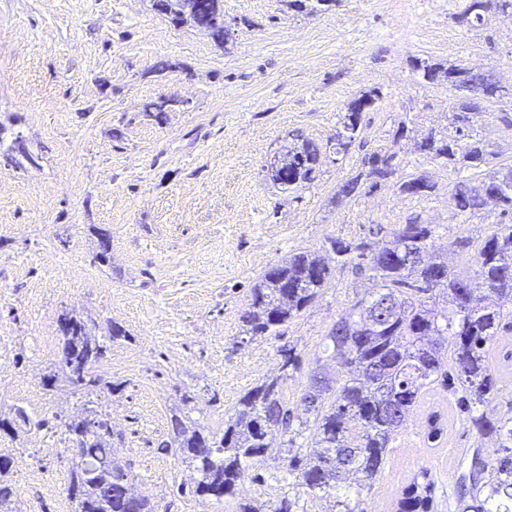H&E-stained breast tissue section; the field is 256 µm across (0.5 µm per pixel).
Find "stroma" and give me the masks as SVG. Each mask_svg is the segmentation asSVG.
Masks as SVG:
<instances>
[{"label": "stroma", "instance_id": "stroma-1", "mask_svg": "<svg viewBox=\"0 0 512 512\" xmlns=\"http://www.w3.org/2000/svg\"><path fill=\"white\" fill-rule=\"evenodd\" d=\"M470 0H337L318 13L286 0H222L228 46L153 10L150 0H0V475L14 489L0 512H77L68 492L76 461L67 424L106 413L116 458L132 492L155 512H267L302 488L288 473L286 440L246 469L233 496L193 495L199 474L170 451L171 418L188 415L222 434L239 399L277 375L279 350L304 360L285 383L296 402L329 329L372 283L337 265L328 238L360 240L370 227L432 225V254L469 275L494 208L455 210L456 171L419 152L429 130L446 131L452 94L427 82L418 61L491 72L512 90V18L488 13L460 22ZM378 89L360 143L340 162L323 158L299 196L266 179L264 166L300 130L319 146L335 134L345 104ZM171 103L164 121L148 102ZM489 105L472 127L493 163H512V126ZM405 138H396L400 127ZM397 156L396 179L424 176L421 196L396 179L337 200L366 154ZM465 246H457V239ZM108 260L100 262L101 244ZM298 251L324 253L332 277L300 317L273 336L250 337V290ZM84 318L105 342L97 363L105 386L89 403L48 389L59 366L63 315ZM126 331L110 339L112 325ZM23 417H16V410ZM422 408L390 444L385 468L363 489L366 512H395L401 487L420 468L435 478L436 512H455L456 490L481 441L455 413L438 447L426 440Z\"/></svg>", "mask_w": 512, "mask_h": 512}]
</instances>
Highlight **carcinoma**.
Returning a JSON list of instances; mask_svg holds the SVG:
<instances>
[{"mask_svg": "<svg viewBox=\"0 0 512 512\" xmlns=\"http://www.w3.org/2000/svg\"><path fill=\"white\" fill-rule=\"evenodd\" d=\"M160 12L176 25L196 23L192 15H180L179 0H158ZM201 18L212 22L216 36L224 32L221 0H197ZM329 0H288L290 7L311 13L329 9ZM494 11L512 17V0H471L460 20L471 27L484 23ZM417 70L426 81L443 80L448 89L460 93L452 111L453 132L430 130L419 149L433 160H442L454 169H479L490 153L473 138L470 128L484 108L476 100L497 102V82L492 76L473 73L461 64L447 67L424 61ZM381 99L373 89L350 101L336 129V152L348 147L362 132L363 113ZM292 144L279 155L280 168L266 179L284 193L304 189L317 178L322 150L300 131H292ZM392 156L375 152L362 161L364 170L348 179L338 190L341 198L362 192L364 185L377 186L395 174ZM402 193L421 195L431 189L422 176L396 183ZM455 208L476 214L492 202L499 209L500 222L482 242L476 255L472 277H462L445 262L428 255L435 230L430 224L411 222L393 230L378 248L362 239L350 242L329 239L336 262L350 265L358 275H367L375 288L358 299L351 311L338 318L324 337L321 353L336 360L345 377L332 387L319 373L310 377L297 401L312 423L302 420L294 428L293 410L283 393L284 383L299 369L300 356L284 350L280 374L250 388L239 400L235 416L224 425L221 436L205 435L174 418V452L191 461L200 479L195 493L221 498L234 493L236 482L249 462L276 452L269 436L310 431L308 451L288 458V473L305 489L309 500L341 488L354 491L355 498L337 501L339 512H363L361 491L380 473L391 440L406 428L414 408L426 403L430 387L450 380L445 358L452 357L458 403L466 409L467 421L482 439L494 440V447L474 450L469 473L460 479L458 512H512V415L490 417L478 406L512 387V348L500 346L502 334L512 329L503 311L481 303L486 295L512 299V177L499 168L476 181H457L451 190ZM329 266L318 255L296 252L271 266L251 288L250 309L244 316L250 336H264L307 309L326 287ZM445 297V306L436 310L428 303ZM68 329L63 335L65 355L59 381L72 391L92 393L102 382L94 364L105 346L91 335L84 319L66 315ZM426 438L435 442L444 431L442 415H427ZM69 441L81 452L71 471L72 496L78 512H153L145 499L130 506L133 477L112 454V429L106 415L95 413L66 425ZM496 474L493 483L484 474ZM435 481L425 467L402 487L397 512H434Z\"/></svg>", "mask_w": 512, "mask_h": 512, "instance_id": "carcinoma-1", "label": "carcinoma"}]
</instances>
